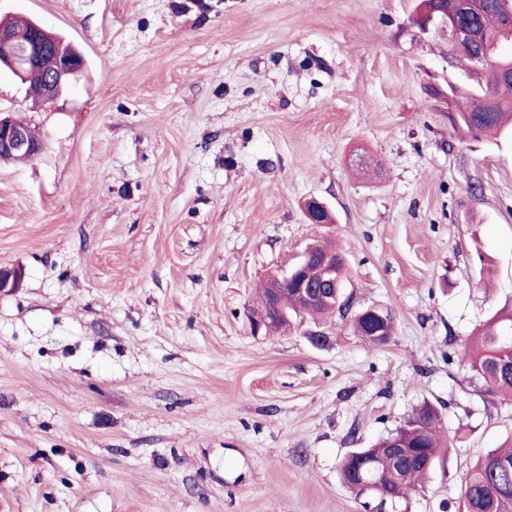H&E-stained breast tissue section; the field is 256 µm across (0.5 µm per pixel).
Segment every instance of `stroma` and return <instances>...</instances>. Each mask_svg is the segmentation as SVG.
Segmentation results:
<instances>
[{
    "instance_id": "1",
    "label": "stroma",
    "mask_w": 512,
    "mask_h": 512,
    "mask_svg": "<svg viewBox=\"0 0 512 512\" xmlns=\"http://www.w3.org/2000/svg\"><path fill=\"white\" fill-rule=\"evenodd\" d=\"M418 2L0 0L85 58L37 108L0 74L44 141L0 161V267L25 271L0 296V512H367L341 460L425 401L453 447L385 512H457L512 438V401L459 367L512 310V137L450 124L449 85L481 82ZM317 241L389 345L339 317L318 348L253 333L266 276ZM364 314H367V315L370 316L371 319H369V320L371 322L368 325L367 330L364 332V325L366 323L365 315L361 316L359 318H353L352 319V325H353V328H354L355 332L364 341L368 342L371 345H374V344H372V342L369 341L368 339H366L365 337L371 338L373 340V342L377 346H379V347L386 346L387 344H389L392 341L393 336H394V332H395L394 322H392V331L389 333V331H390V317H387L388 322L384 323V322L387 321L386 317L384 315H382L378 311V309L376 307H374V306L366 307V310H365ZM381 324H383V329L387 333H389L388 335H386L384 333V331L380 328Z\"/></svg>"
}]
</instances>
